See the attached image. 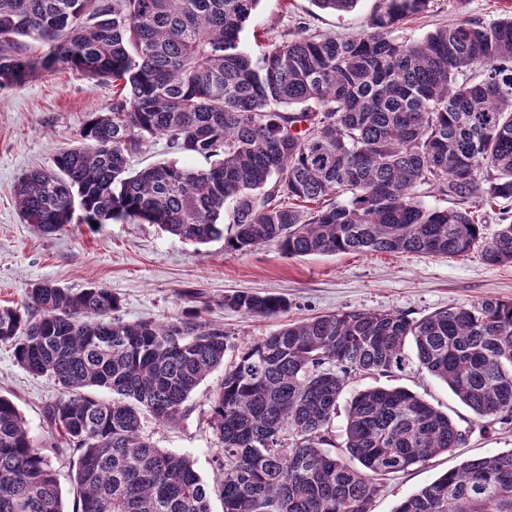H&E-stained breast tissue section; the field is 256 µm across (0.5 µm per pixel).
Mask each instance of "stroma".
<instances>
[{"mask_svg":"<svg viewBox=\"0 0 512 512\" xmlns=\"http://www.w3.org/2000/svg\"><path fill=\"white\" fill-rule=\"evenodd\" d=\"M378 0H359L351 11L317 8L312 0H261L241 34L250 52L267 49L272 36L306 21L311 32L351 36L361 32ZM512 15V0H432L427 14L409 21L405 36L419 39L464 19L492 21ZM112 101V83L91 80L61 66L20 87L0 90V306H22L30 283L52 280L81 291L98 285L119 299L117 318L167 321L200 308L223 326L235 349L277 329L280 323L336 311H397L420 318L451 304L482 298L512 300V265L486 264L480 252L449 259L421 254H338L288 257L276 245L247 252L228 250L224 239L193 244L154 224L79 222L44 236L24 224L13 195L17 179L34 167L50 168L60 149L76 144L92 113ZM236 291L281 295L290 306L281 319L251 317L225 308ZM224 376L216 369L192 393L187 416L177 424L145 418L143 432L157 447L190 456L206 481L217 473V442L210 405ZM403 387L447 412L467 435L464 446L387 480L372 512L396 505L465 460L512 450V427L479 418L438 379L409 359L404 370L349 383L345 394L372 387ZM0 394L23 415L34 441L55 471L65 505L73 503L74 473L67 451H54L45 410L60 395L46 376L23 370L13 350L0 343Z\"/></svg>","mask_w":512,"mask_h":512,"instance_id":"obj_1","label":"stroma"}]
</instances>
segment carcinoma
<instances>
[{
  "mask_svg": "<svg viewBox=\"0 0 512 512\" xmlns=\"http://www.w3.org/2000/svg\"><path fill=\"white\" fill-rule=\"evenodd\" d=\"M261 0H0V89L56 65L112 79L55 169L14 185L23 221L49 235L72 223L156 224L235 251L289 257L415 253L512 263V222L487 237L478 213L512 198V16L465 19L419 40L400 35L431 0H380L349 37L297 31L251 54L241 33ZM348 12L359 0H312ZM43 47L30 52L28 42ZM206 168L128 170L153 138ZM457 207H428L421 188ZM0 307V342L61 396L45 416L73 451L75 512H371L385 480L457 448L466 433L404 387L338 401L361 376L418 365L477 416L512 425V300L454 304L420 319L339 311L289 322L240 349L211 401L218 474L142 432L149 415H186L229 349L195 309L165 323L113 316L112 291L37 281ZM224 307L272 318L282 296L238 292ZM108 390L103 401L89 393ZM0 512H66L56 476L17 406L0 396ZM394 512H512V450L463 462Z\"/></svg>",
  "mask_w": 512,
  "mask_h": 512,
  "instance_id": "1",
  "label": "carcinoma"
}]
</instances>
